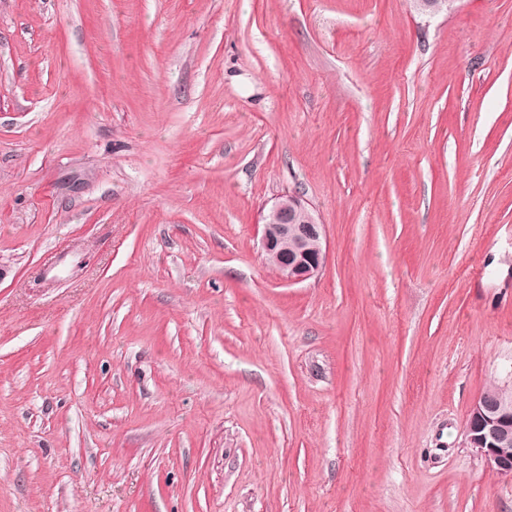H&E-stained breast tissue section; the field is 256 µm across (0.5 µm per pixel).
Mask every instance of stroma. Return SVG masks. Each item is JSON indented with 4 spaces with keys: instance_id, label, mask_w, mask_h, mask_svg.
Returning <instances> with one entry per match:
<instances>
[{
    "instance_id": "obj_1",
    "label": "stroma",
    "mask_w": 512,
    "mask_h": 512,
    "mask_svg": "<svg viewBox=\"0 0 512 512\" xmlns=\"http://www.w3.org/2000/svg\"><path fill=\"white\" fill-rule=\"evenodd\" d=\"M495 386L512 0H0V512H512ZM260 248L281 280L302 283L319 274L325 264V226L303 195L289 193L265 215ZM506 389L483 394L472 406L466 441L484 466L512 482V398Z\"/></svg>"
}]
</instances>
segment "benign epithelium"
I'll use <instances>...</instances> for the list:
<instances>
[{
    "label": "benign epithelium",
    "mask_w": 512,
    "mask_h": 512,
    "mask_svg": "<svg viewBox=\"0 0 512 512\" xmlns=\"http://www.w3.org/2000/svg\"><path fill=\"white\" fill-rule=\"evenodd\" d=\"M260 248L281 280L302 283L319 274L325 264V226L303 195H284L264 217ZM466 441L486 469L512 480V397L505 390L484 394L474 403Z\"/></svg>",
    "instance_id": "7a95c632"
}]
</instances>
